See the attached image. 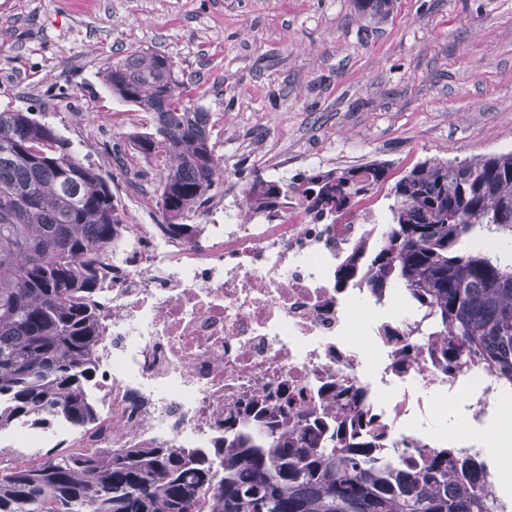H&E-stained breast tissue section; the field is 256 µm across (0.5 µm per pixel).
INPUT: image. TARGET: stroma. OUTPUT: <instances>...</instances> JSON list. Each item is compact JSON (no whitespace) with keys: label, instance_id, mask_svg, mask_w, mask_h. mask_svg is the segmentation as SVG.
Wrapping results in <instances>:
<instances>
[{"label":"stroma","instance_id":"1","mask_svg":"<svg viewBox=\"0 0 512 512\" xmlns=\"http://www.w3.org/2000/svg\"><path fill=\"white\" fill-rule=\"evenodd\" d=\"M170 57L209 114L225 194L198 224L245 205L252 170L286 180L372 161L512 150V0H0V111L41 110L80 158L113 176L130 221L158 220L105 143L152 116L113 97L107 63Z\"/></svg>","mask_w":512,"mask_h":512}]
</instances>
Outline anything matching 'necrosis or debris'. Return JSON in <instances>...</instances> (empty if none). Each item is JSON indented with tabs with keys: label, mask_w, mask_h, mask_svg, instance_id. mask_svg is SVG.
Returning <instances> with one entry per match:
<instances>
[{
	"label": "necrosis or debris",
	"mask_w": 512,
	"mask_h": 512,
	"mask_svg": "<svg viewBox=\"0 0 512 512\" xmlns=\"http://www.w3.org/2000/svg\"><path fill=\"white\" fill-rule=\"evenodd\" d=\"M391 226L370 197L338 223L293 203L287 219L195 224L182 237L126 224L100 266L92 298L102 311L90 394L101 431L82 446L178 448L193 454L224 436V419L248 399L287 404L370 444L375 461L423 465L434 447L412 421L465 401L461 423L483 426L506 390L479 357L447 368L443 337L431 335L400 288H372L364 269ZM376 351L367 361L355 333ZM449 460L479 462L478 480L457 488L512 512L497 462L449 442Z\"/></svg>",
	"instance_id": "necrosis-or-debris-1"
}]
</instances>
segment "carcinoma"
<instances>
[{
  "label": "carcinoma",
  "mask_w": 512,
  "mask_h": 512,
  "mask_svg": "<svg viewBox=\"0 0 512 512\" xmlns=\"http://www.w3.org/2000/svg\"><path fill=\"white\" fill-rule=\"evenodd\" d=\"M392 2L356 0L371 19ZM173 67L142 51L103 72L113 97L152 115L128 145L159 168L158 228L167 234L224 194L209 115L193 94L177 92ZM254 173L248 209L268 218L299 197L332 217L390 178L381 162L289 182ZM385 198L392 229L365 271L369 287L406 289L432 335L449 338L456 368L462 351L477 352L512 385V252L472 245L488 232L512 238V151L427 159ZM126 222L112 179L54 126L33 112H0V429L96 421L87 386L99 320L80 298L96 287L100 260ZM255 420L265 432H236V420H224L219 468L174 448H50L36 464L0 468V512H490L486 498L453 490L446 454L381 473L360 454L337 452L336 431L321 438L327 427L316 419L290 428L257 410Z\"/></svg>",
  "instance_id": "obj_1"
}]
</instances>
